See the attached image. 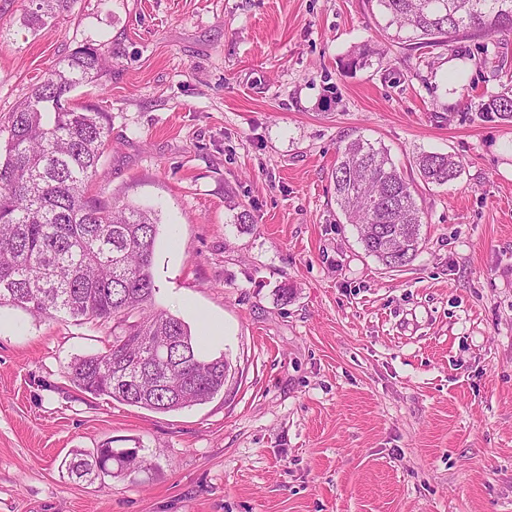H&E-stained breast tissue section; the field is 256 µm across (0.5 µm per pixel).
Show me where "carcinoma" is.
Here are the masks:
<instances>
[{
  "label": "carcinoma",
  "mask_w": 512,
  "mask_h": 512,
  "mask_svg": "<svg viewBox=\"0 0 512 512\" xmlns=\"http://www.w3.org/2000/svg\"><path fill=\"white\" fill-rule=\"evenodd\" d=\"M28 23L56 19L71 0H36ZM411 50L445 46L460 39L493 41L512 34V0H368ZM374 53L364 44L342 66H366ZM108 70L93 47L62 59L0 126V308L22 309L35 318L112 321V343L101 353L76 358L71 380L95 397L168 413L205 404L224 390L231 365L224 356L201 355L189 327L155 308L152 274L158 215L131 204H107L87 196L102 176L108 145L106 114L69 104L78 85L94 83ZM486 118L512 121V94L478 102ZM427 185L457 178L452 154L423 152L414 161ZM336 201L355 227L364 251L385 268L409 265L421 244V211L414 188L389 151L355 138L331 170ZM146 357L153 376L149 391L127 387L118 357ZM143 463L139 450L99 448L72 463L83 477L110 475Z\"/></svg>",
  "instance_id": "carcinoma-1"
}]
</instances>
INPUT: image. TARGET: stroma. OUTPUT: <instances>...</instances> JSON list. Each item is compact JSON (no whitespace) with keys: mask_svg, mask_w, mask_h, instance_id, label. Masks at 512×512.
I'll use <instances>...</instances> for the list:
<instances>
[{"mask_svg":"<svg viewBox=\"0 0 512 512\" xmlns=\"http://www.w3.org/2000/svg\"><path fill=\"white\" fill-rule=\"evenodd\" d=\"M31 8L0 0V124L99 49L109 71L71 93L108 114L91 192L158 210L155 303L232 375L176 412L96 398L70 364L111 323L0 308V512H512V122L464 108L512 86L480 63L499 44L405 50L367 0H72L34 26ZM356 137L413 182L404 268L336 203ZM422 152L458 178L424 184ZM108 442L144 463L71 472ZM420 179L427 185H445L457 178L460 162L452 154L423 152L414 161Z\"/></svg>","mask_w":512,"mask_h":512,"instance_id":"stroma-1","label":"stroma"}]
</instances>
